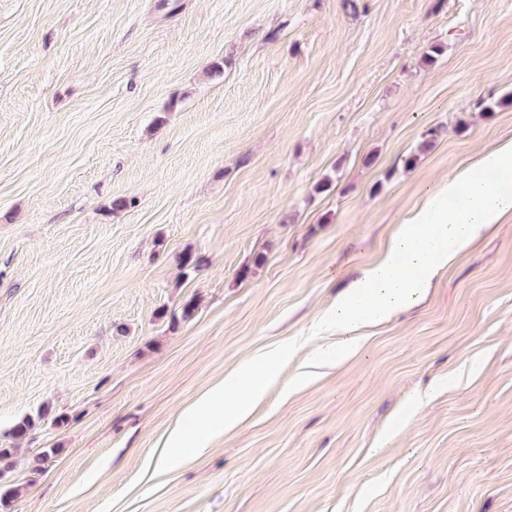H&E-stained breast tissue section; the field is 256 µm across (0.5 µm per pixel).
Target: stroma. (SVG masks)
<instances>
[{
  "instance_id": "35a3bbf8",
  "label": "stroma",
  "mask_w": 512,
  "mask_h": 512,
  "mask_svg": "<svg viewBox=\"0 0 512 512\" xmlns=\"http://www.w3.org/2000/svg\"><path fill=\"white\" fill-rule=\"evenodd\" d=\"M506 96L512 0H0L7 512H512V216L350 359L320 327L512 139ZM282 345L248 418L156 471Z\"/></svg>"
}]
</instances>
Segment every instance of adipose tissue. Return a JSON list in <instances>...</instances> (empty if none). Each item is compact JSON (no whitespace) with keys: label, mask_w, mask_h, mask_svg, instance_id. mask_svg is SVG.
<instances>
[{"label":"adipose tissue","mask_w":512,"mask_h":512,"mask_svg":"<svg viewBox=\"0 0 512 512\" xmlns=\"http://www.w3.org/2000/svg\"><path fill=\"white\" fill-rule=\"evenodd\" d=\"M487 172L512 182V140L483 152L473 165L454 171L403 216L379 259L337 298L329 317L337 332L355 333L391 318L429 288L436 274L482 232L512 214V190L492 189L483 179ZM357 301L363 304L358 313L353 310ZM275 382L270 371L256 376L247 367L230 373L202 395L188 411L186 422L172 428L168 447H182L192 426L197 449H208L215 427L204 419L203 410L214 401H225L223 426L232 429L249 416Z\"/></svg>","instance_id":"obj_1"}]
</instances>
